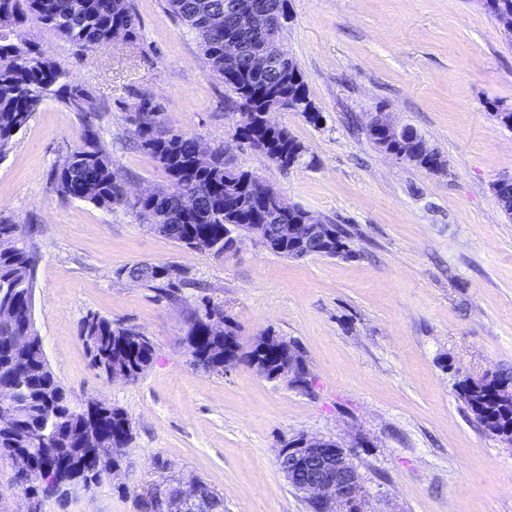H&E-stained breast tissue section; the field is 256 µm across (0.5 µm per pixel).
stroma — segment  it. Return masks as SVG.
I'll list each match as a JSON object with an SVG mask.
<instances>
[{
	"mask_svg": "<svg viewBox=\"0 0 512 512\" xmlns=\"http://www.w3.org/2000/svg\"><path fill=\"white\" fill-rule=\"evenodd\" d=\"M130 3L135 36L108 46L78 47L33 18L15 32L97 103V138L127 191L167 183L134 144L130 115L145 95L168 127L226 146L288 201L346 225L351 251L294 261L245 237L215 258L125 206L64 197L53 169L80 144L81 116L47 100L0 158V219L26 230L36 257L33 318L53 374L77 400L121 408L132 438L118 479L46 512H138L144 484L180 477L205 481L224 512H308L277 459L303 435L352 449L370 512H512V443L476 421L457 387L512 375V217L493 194L512 179V130L490 111L512 109V35L481 0H288L281 43L323 118L276 114L306 149L304 165L282 169L240 142L230 91L168 0ZM374 112L417 129L445 170L376 147L365 132ZM142 262L182 271L175 297L128 278ZM207 302L239 342L222 373L195 367L185 343ZM90 313L151 340L137 380L92 368L79 334ZM266 333L300 347L308 387L250 364Z\"/></svg>",
	"mask_w": 512,
	"mask_h": 512,
	"instance_id": "obj_1",
	"label": "stroma"
}]
</instances>
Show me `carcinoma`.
<instances>
[{
  "mask_svg": "<svg viewBox=\"0 0 512 512\" xmlns=\"http://www.w3.org/2000/svg\"><path fill=\"white\" fill-rule=\"evenodd\" d=\"M200 4L201 0H169L175 16L200 38L207 63L224 84L245 100L278 82L281 90L288 93V110L318 124L321 113L308 112L303 106L309 90L298 63L292 62L288 77L283 80L277 74L253 73L246 56L225 63L224 38L234 36L252 46L258 43L257 36L233 21L221 29L211 28ZM275 4L276 0H235L232 17ZM26 11L58 37L81 45L109 44L114 41V27L121 26L126 35L132 36L137 26L129 0H0V158L9 151L14 137L28 124L33 112L55 97L80 112L84 126V145L55 166L54 177L62 195L89 201L106 210L121 204L143 223L153 225L156 233L207 254L224 251L226 243L234 244L232 240L224 241V225H233L240 236L251 232L252 214L259 208L253 192L245 187L232 201L224 196L227 185L242 182L250 172L232 165L221 145L213 147L207 155L200 154L197 137L168 127L160 116V129L156 130L136 122V115H131L134 135L138 146L158 162L168 182L179 183L180 190L175 193L161 187L146 199L125 196L123 184L112 170L111 156L97 142L96 103L83 90L62 82L63 72L39 46L14 41V27ZM243 138L251 149L281 168L290 167L289 156L301 147L285 127L273 128L269 135L245 134ZM397 152L405 155L407 163L429 169L430 159L420 140H403L398 143ZM16 229L17 225L0 221V299H4L0 308L5 303L16 308L13 319L0 320V404L10 405L16 412L12 428L0 429V459L10 460L23 452L36 470L63 463L69 468L90 452L110 454L114 448L127 447L131 434H123L122 426L129 419L121 409L104 405L100 416L103 433L91 445L80 444L79 430L85 410L50 370L40 336L22 349L12 345L11 337L32 328L27 304L35 274V256ZM334 229L333 249L325 253L316 251L317 245L310 240L303 248L285 245L275 253L293 260L316 254L334 258L339 253H349V231L341 224L334 225ZM176 271L172 265L142 263L128 268L127 275L135 282L155 284L172 297L182 283ZM211 313L224 315L214 305L204 306L203 315L191 320L186 340L192 342V332L200 328L192 352L194 364L206 371L221 372L224 336H233L235 332L227 327L223 336L213 333L206 322ZM79 332L91 366L106 376L122 369L135 381L153 362L152 343L134 328L88 314L81 319ZM508 388L512 389V377L500 374L459 383L460 397L476 420L506 439L512 437V402L499 400V395ZM70 477L66 470L54 482H18L16 486L27 494L62 501Z\"/></svg>",
  "mask_w": 512,
  "mask_h": 512,
  "instance_id": "1",
  "label": "carcinoma"
}]
</instances>
